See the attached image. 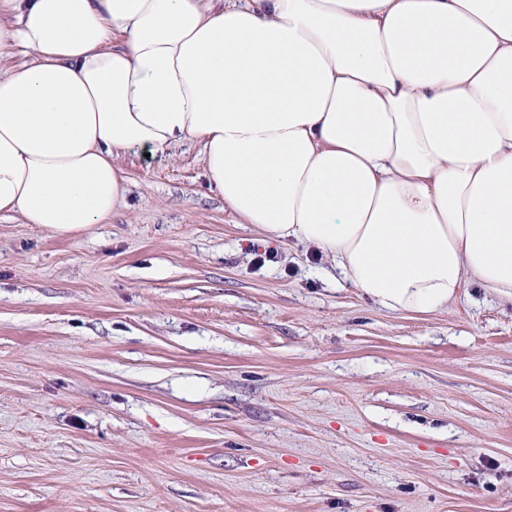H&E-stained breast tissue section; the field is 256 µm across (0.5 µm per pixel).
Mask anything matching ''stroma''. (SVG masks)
<instances>
[{
    "instance_id": "obj_1",
    "label": "stroma",
    "mask_w": 512,
    "mask_h": 512,
    "mask_svg": "<svg viewBox=\"0 0 512 512\" xmlns=\"http://www.w3.org/2000/svg\"><path fill=\"white\" fill-rule=\"evenodd\" d=\"M118 164L106 223L0 214V512H512V301L386 310L199 144Z\"/></svg>"
}]
</instances>
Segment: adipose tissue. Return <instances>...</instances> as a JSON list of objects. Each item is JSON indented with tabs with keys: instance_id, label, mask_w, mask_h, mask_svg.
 <instances>
[{
	"instance_id": "adipose-tissue-1",
	"label": "adipose tissue",
	"mask_w": 512,
	"mask_h": 512,
	"mask_svg": "<svg viewBox=\"0 0 512 512\" xmlns=\"http://www.w3.org/2000/svg\"><path fill=\"white\" fill-rule=\"evenodd\" d=\"M0 213L68 230L201 146L243 223L430 314L512 300V0H0Z\"/></svg>"
}]
</instances>
